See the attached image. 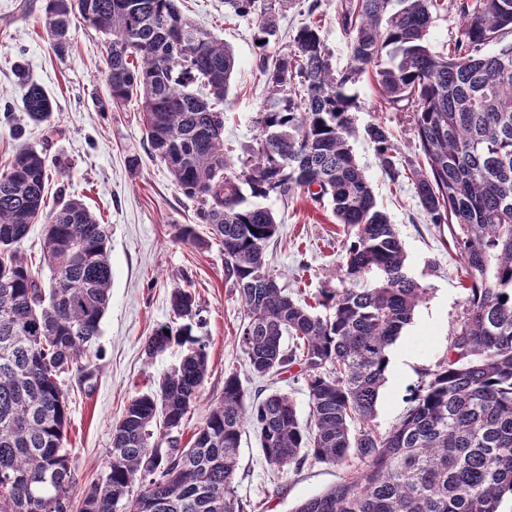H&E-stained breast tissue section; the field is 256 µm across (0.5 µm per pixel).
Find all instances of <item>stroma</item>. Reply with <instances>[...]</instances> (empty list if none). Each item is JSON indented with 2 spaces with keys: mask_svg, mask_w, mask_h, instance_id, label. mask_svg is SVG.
Returning a JSON list of instances; mask_svg holds the SVG:
<instances>
[{
  "mask_svg": "<svg viewBox=\"0 0 512 512\" xmlns=\"http://www.w3.org/2000/svg\"><path fill=\"white\" fill-rule=\"evenodd\" d=\"M346 0H281L278 30L266 47L256 43V18L228 14L224 0H180V9L198 26L228 43L237 68L221 109L224 153L233 172L250 159L260 134L258 118L270 93L257 63L260 54L293 53V37L310 18L321 21L320 35L336 69L351 61V40L339 23ZM47 0H0V169L19 143L42 151L64 165L50 173L48 202L57 197L82 200L108 231L112 264L109 307L101 323L98 354L87 368L90 380L69 375L68 446L74 469V496H81L103 474L112 446V429L136 394L155 389L179 363L183 350L172 347L156 357L144 352L145 341L159 325L170 322V293L190 289L202 309V330L209 347L208 373L199 401L183 420V440L204 423L212 402L224 392V377L237 373L248 391L261 388L252 376L237 336L244 318L243 302L224 277V251L206 225L196 221V204L174 184L165 165L154 159L145 141L138 101L113 105L102 75L108 38L82 22H74L71 50L58 57L43 19ZM23 63L32 82L53 100L50 124L32 123L14 76ZM357 128L383 123L404 159L418 164L423 155L415 136L413 114L381 100L370 75L350 87ZM353 153L369 179L377 201L395 224L407 255L409 273L428 293L391 348L387 379L380 391L375 423L388 432L405 415L408 398L424 372L446 353L462 313L465 291L462 266L447 231L430 224L409 179L391 183L380 169L373 144L365 136L351 139ZM137 165H130V158ZM279 225L268 257L280 286L288 292L318 294L339 287L344 227L330 206L311 202L305 194L263 199ZM194 225L197 238L181 239L183 225ZM347 467L310 461L301 469L272 475L254 432L242 439L237 495L256 504V512H292L301 501L340 482Z\"/></svg>",
  "mask_w": 512,
  "mask_h": 512,
  "instance_id": "stroma-1",
  "label": "stroma"
}]
</instances>
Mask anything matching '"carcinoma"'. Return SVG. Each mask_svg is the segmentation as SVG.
Segmentation results:
<instances>
[{
	"label": "carcinoma",
	"instance_id": "carcinoma-1",
	"mask_svg": "<svg viewBox=\"0 0 512 512\" xmlns=\"http://www.w3.org/2000/svg\"><path fill=\"white\" fill-rule=\"evenodd\" d=\"M117 3L48 0L54 50L68 53L76 15L109 36L112 103L137 98L152 156L223 247L225 279L244 303L238 343L250 372L264 379L299 366L310 422L300 423L287 394L253 397L229 373L223 396L181 445L175 432L201 395L208 352L193 332L202 325L195 295L175 288V320L156 328L144 351H186L156 389L130 401L113 428L104 476L84 491L78 512H245L236 485L248 425L278 471L310 459L362 465L293 512H501L512 498V0H459L461 30L446 53L428 43L441 0H348L340 18L352 63L341 71L319 25H304L294 53L260 56L275 98L261 114L251 165L235 175L215 107L237 65L231 47L194 26L177 0H133L132 12ZM224 6L257 15L261 47L276 34L272 4ZM491 43L501 48L489 53ZM366 72L387 104L412 108L426 161L406 170L390 130L373 123L365 133L382 173L393 183L413 175L420 206L429 223L448 226L467 279L446 356L385 434L374 420L390 347L427 289L410 275L397 229L349 143L355 103L347 88ZM15 76L29 118L48 121L51 98L22 65ZM60 165L21 145L0 172V512H73L65 379L94 352L110 300L105 225L80 200L46 210L48 172ZM298 191L328 201L349 232L342 287L321 291L313 304L279 285L267 261L278 224L248 201ZM39 222L43 257H51L47 288L17 249Z\"/></svg>",
	"mask_w": 512,
	"mask_h": 512
}]
</instances>
